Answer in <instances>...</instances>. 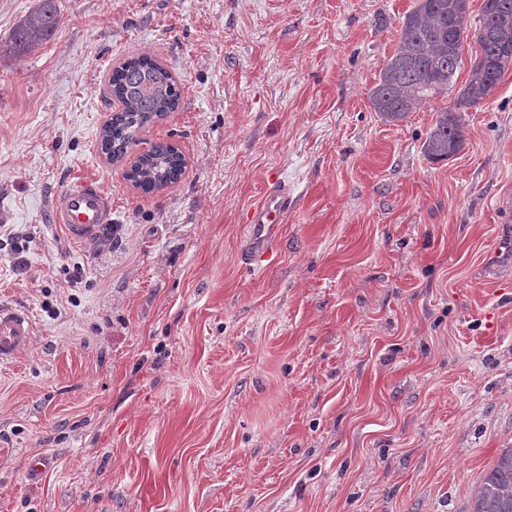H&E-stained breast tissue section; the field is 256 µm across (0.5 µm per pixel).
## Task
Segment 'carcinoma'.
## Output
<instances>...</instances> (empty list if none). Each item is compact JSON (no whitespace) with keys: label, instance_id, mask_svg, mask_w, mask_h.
Masks as SVG:
<instances>
[{"label":"carcinoma","instance_id":"cac0c4a2","mask_svg":"<svg viewBox=\"0 0 512 512\" xmlns=\"http://www.w3.org/2000/svg\"><path fill=\"white\" fill-rule=\"evenodd\" d=\"M469 0H416L404 16L393 54L370 90V102L381 120L398 123L422 104L453 88L462 61L463 34L468 27ZM60 16L56 0H37L16 25L0 53L22 57L35 53L55 34ZM475 58L464 86L458 91L455 111L441 112L423 144L433 161L453 158L464 147V122L459 110L475 107L492 95L505 71L512 67V0H483ZM106 89L121 102L100 137L115 157L127 153L138 135L178 109L180 92L170 71L146 56L128 57L112 70ZM183 157L158 143L141 157L135 173L144 192L178 180ZM472 512H512V446L502 448L485 475Z\"/></svg>","mask_w":512,"mask_h":512}]
</instances>
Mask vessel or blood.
<instances>
[{
	"label": "vessel or blood",
	"instance_id": "b4317fda",
	"mask_svg": "<svg viewBox=\"0 0 512 512\" xmlns=\"http://www.w3.org/2000/svg\"><path fill=\"white\" fill-rule=\"evenodd\" d=\"M294 197L287 185L276 184L250 206L246 222L252 237L266 241L285 223ZM54 223L64 225L71 239L87 242L112 222V199L92 180H81L62 189L52 202ZM30 312L0 306V365L13 362L32 340Z\"/></svg>",
	"mask_w": 512,
	"mask_h": 512
}]
</instances>
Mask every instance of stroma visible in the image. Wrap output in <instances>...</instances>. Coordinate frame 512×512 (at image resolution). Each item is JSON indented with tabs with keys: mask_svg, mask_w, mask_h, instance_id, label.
I'll list each match as a JSON object with an SVG mask.
<instances>
[{
	"mask_svg": "<svg viewBox=\"0 0 512 512\" xmlns=\"http://www.w3.org/2000/svg\"><path fill=\"white\" fill-rule=\"evenodd\" d=\"M415 3L57 0L50 41L0 56V304L34 320L0 366V512H472L512 444V70L428 160L479 47L385 124L369 93ZM139 54L181 100L128 154L187 159L150 193L98 151ZM84 178L111 244L51 219ZM279 181L296 205L254 248ZM461 112H439L435 124L423 144L426 157L432 162L453 158L464 147V122ZM294 197L286 184H276L266 190L261 198L250 206L246 224L255 240L265 242L284 224L292 209Z\"/></svg>",
	"mask_w": 512,
	"mask_h": 512,
	"instance_id": "obj_1",
	"label": "stroma"
}]
</instances>
